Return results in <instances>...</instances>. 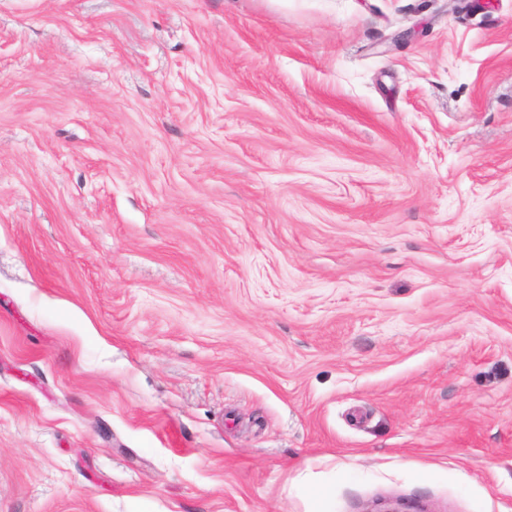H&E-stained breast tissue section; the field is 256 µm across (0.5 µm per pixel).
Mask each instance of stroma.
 <instances>
[{
  "label": "stroma",
  "instance_id": "1",
  "mask_svg": "<svg viewBox=\"0 0 512 512\" xmlns=\"http://www.w3.org/2000/svg\"><path fill=\"white\" fill-rule=\"evenodd\" d=\"M0 512H512V0H0Z\"/></svg>",
  "mask_w": 512,
  "mask_h": 512
}]
</instances>
